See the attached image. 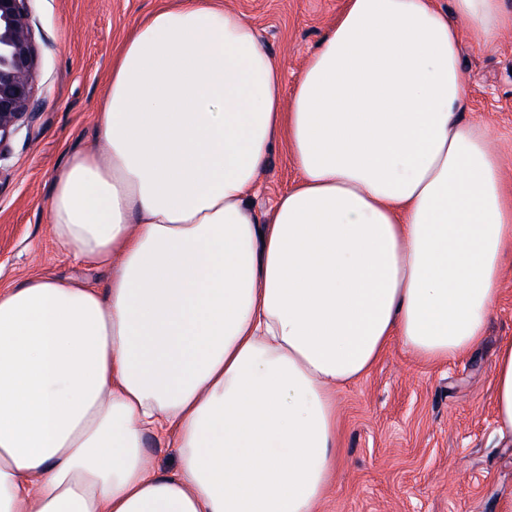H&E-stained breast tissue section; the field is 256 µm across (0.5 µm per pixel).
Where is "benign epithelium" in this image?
Instances as JSON below:
<instances>
[{"label": "benign epithelium", "mask_w": 512, "mask_h": 512, "mask_svg": "<svg viewBox=\"0 0 512 512\" xmlns=\"http://www.w3.org/2000/svg\"><path fill=\"white\" fill-rule=\"evenodd\" d=\"M29 0H0V155L34 112L37 58Z\"/></svg>", "instance_id": "obj_1"}]
</instances>
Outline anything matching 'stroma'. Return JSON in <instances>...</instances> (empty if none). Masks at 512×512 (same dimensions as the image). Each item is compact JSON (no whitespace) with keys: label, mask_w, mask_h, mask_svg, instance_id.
Returning a JSON list of instances; mask_svg holds the SVG:
<instances>
[{"label":"stroma","mask_w":512,"mask_h":512,"mask_svg":"<svg viewBox=\"0 0 512 512\" xmlns=\"http://www.w3.org/2000/svg\"><path fill=\"white\" fill-rule=\"evenodd\" d=\"M173 2L31 0L36 116L0 160V288L34 276L104 283V271L60 249L45 200L72 155L101 148L94 112L115 48L137 20ZM221 2L258 29L289 94L344 0ZM461 65L464 117L484 126L512 189V30L488 47L463 41ZM295 178L287 145L278 143L258 176L254 209L266 211ZM499 286L475 350L427 365L395 343L369 374L338 391L336 472L320 512H512V437L501 436L493 402L496 346L512 338V257Z\"/></svg>","instance_id":"35a3bbf8"}]
</instances>
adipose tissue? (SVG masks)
<instances>
[{
    "label": "adipose tissue",
    "mask_w": 512,
    "mask_h": 512,
    "mask_svg": "<svg viewBox=\"0 0 512 512\" xmlns=\"http://www.w3.org/2000/svg\"><path fill=\"white\" fill-rule=\"evenodd\" d=\"M507 0H345L291 96L259 32L216 0L136 23L46 202L97 288L0 289V512H318L336 393L399 342L477 347L512 252V194L460 46ZM285 140L294 186L251 198ZM512 433V339L494 366ZM154 439L176 466L155 467Z\"/></svg>",
    "instance_id": "ef3b65f1"
}]
</instances>
